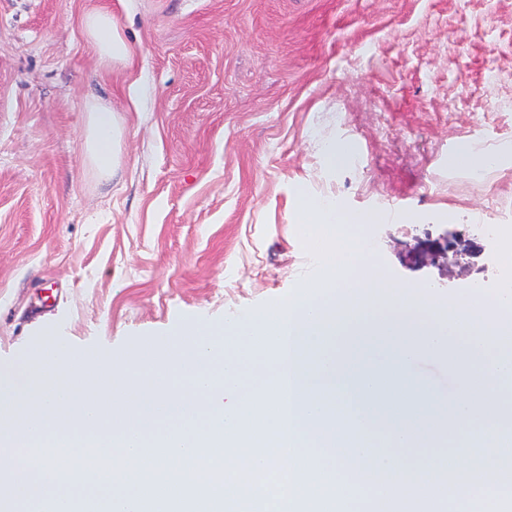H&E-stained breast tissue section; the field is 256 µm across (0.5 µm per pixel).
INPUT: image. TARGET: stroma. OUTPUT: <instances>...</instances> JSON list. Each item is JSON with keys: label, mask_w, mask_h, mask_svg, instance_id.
<instances>
[{"label": "stroma", "mask_w": 512, "mask_h": 512, "mask_svg": "<svg viewBox=\"0 0 512 512\" xmlns=\"http://www.w3.org/2000/svg\"><path fill=\"white\" fill-rule=\"evenodd\" d=\"M92 2L0 0V363L41 367L55 341L168 360L184 322L256 315L312 268L298 203L321 185L346 214L399 211L373 251L398 289L491 279L481 254H405L512 224V108L489 109L512 101V0H108L132 93L84 43ZM92 95L123 127L108 182L87 159ZM463 140L495 157L482 186ZM449 251L455 253L456 257L467 253V251L462 252L461 250H458L457 242L450 240L447 237L444 240V244H442L440 241L426 238L424 240L418 241L417 244L411 249L409 253V261L414 265H425L432 261L436 255L441 252L446 254L448 259Z\"/></svg>", "instance_id": "stroma-1"}]
</instances>
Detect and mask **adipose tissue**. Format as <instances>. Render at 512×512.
Returning <instances> with one entry per match:
<instances>
[{
	"instance_id": "1",
	"label": "adipose tissue",
	"mask_w": 512,
	"mask_h": 512,
	"mask_svg": "<svg viewBox=\"0 0 512 512\" xmlns=\"http://www.w3.org/2000/svg\"><path fill=\"white\" fill-rule=\"evenodd\" d=\"M84 40L105 69L127 68L133 50L123 35L111 9L105 5L89 8L82 17ZM85 140L91 165L103 180H111L115 173L114 148L119 141L121 126L109 104L92 98L86 106Z\"/></svg>"
}]
</instances>
